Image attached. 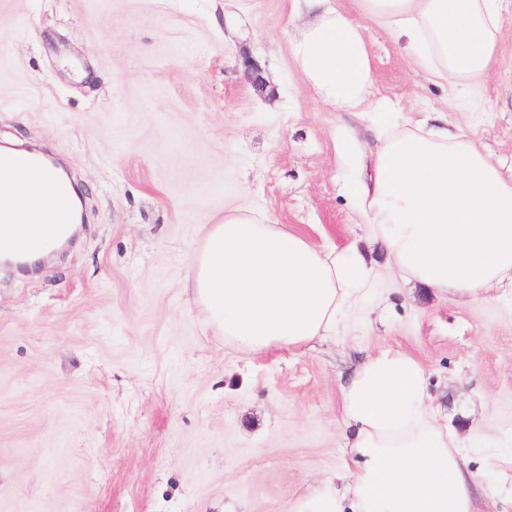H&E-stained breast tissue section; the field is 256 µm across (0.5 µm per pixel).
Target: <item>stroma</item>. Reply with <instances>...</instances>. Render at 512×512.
Segmentation results:
<instances>
[{"label":"stroma","instance_id":"obj_1","mask_svg":"<svg viewBox=\"0 0 512 512\" xmlns=\"http://www.w3.org/2000/svg\"><path fill=\"white\" fill-rule=\"evenodd\" d=\"M290 0H0V146L32 148L82 197L73 242L0 267V512H290L339 474L342 389L383 349L425 368L460 435H512V286L489 303L405 283L344 192L366 113L323 106L296 67ZM477 97L367 24L372 100L435 118L512 179V0ZM261 66L266 89L245 77ZM259 208L379 272L335 335L250 356L185 286L205 225Z\"/></svg>","mask_w":512,"mask_h":512}]
</instances>
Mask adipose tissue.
Returning <instances> with one entry per match:
<instances>
[{
  "instance_id": "obj_1",
  "label": "adipose tissue",
  "mask_w": 512,
  "mask_h": 512,
  "mask_svg": "<svg viewBox=\"0 0 512 512\" xmlns=\"http://www.w3.org/2000/svg\"><path fill=\"white\" fill-rule=\"evenodd\" d=\"M291 0L302 19L291 53L317 99L339 112L371 113L382 136L367 174L347 193L401 275L421 287L473 301L512 283V179L470 140L401 120L372 101L364 21L404 42L414 60L450 75L467 100L494 63L500 0ZM357 246L318 247L267 223L255 208L225 209L195 252L191 292L225 345L261 354L334 335L374 285ZM425 370L413 356L384 350L356 370L342 397L351 426L343 486L327 480L292 512H475L477 475L468 453L487 449L496 479L512 473V441L460 436L427 405Z\"/></svg>"
}]
</instances>
